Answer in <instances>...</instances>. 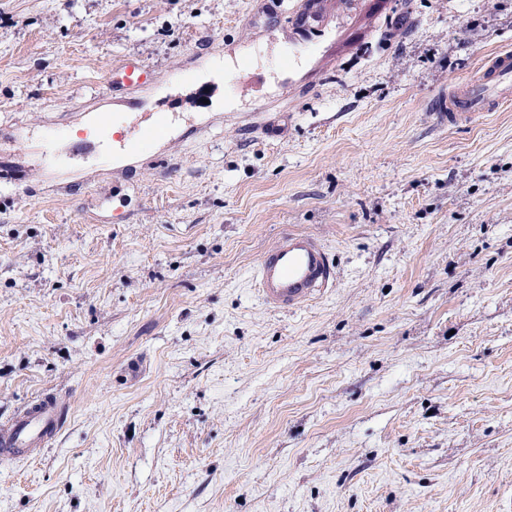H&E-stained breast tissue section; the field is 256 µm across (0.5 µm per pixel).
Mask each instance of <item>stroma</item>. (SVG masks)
Segmentation results:
<instances>
[{
	"mask_svg": "<svg viewBox=\"0 0 512 512\" xmlns=\"http://www.w3.org/2000/svg\"><path fill=\"white\" fill-rule=\"evenodd\" d=\"M306 2L0 0V422L67 410L0 512H512V104L437 116L512 0ZM289 229L336 286L274 311ZM150 77V70L137 59H128L121 72V83L123 86L132 87L141 85ZM167 112H156L153 119L120 138L122 149L132 155L144 153L152 144L163 138L168 130Z\"/></svg>",
	"mask_w": 512,
	"mask_h": 512,
	"instance_id": "35a3bbf8",
	"label": "stroma"
}]
</instances>
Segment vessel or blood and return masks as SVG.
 <instances>
[{"label":"vessel or blood","instance_id":"1","mask_svg":"<svg viewBox=\"0 0 512 512\" xmlns=\"http://www.w3.org/2000/svg\"><path fill=\"white\" fill-rule=\"evenodd\" d=\"M149 69L139 60H128L121 72L123 86L147 82ZM512 102V53L499 52L487 59L480 74L457 85L443 102L449 125L470 123ZM168 130L166 113L120 138L129 154L144 153ZM259 296L265 306L277 311L301 307L333 288L336 268L326 246L314 235L291 230L282 233L266 249L255 267ZM61 417L51 401H40L35 412L15 418L0 434V453L12 455L42 445L57 432Z\"/></svg>","mask_w":512,"mask_h":512}]
</instances>
